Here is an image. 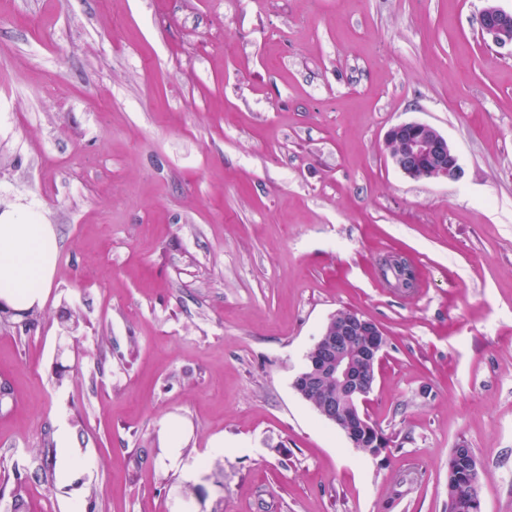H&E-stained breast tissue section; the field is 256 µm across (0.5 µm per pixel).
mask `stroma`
Instances as JSON below:
<instances>
[{
	"instance_id": "1",
	"label": "stroma",
	"mask_w": 512,
	"mask_h": 512,
	"mask_svg": "<svg viewBox=\"0 0 512 512\" xmlns=\"http://www.w3.org/2000/svg\"><path fill=\"white\" fill-rule=\"evenodd\" d=\"M512 0H0V213L52 225L34 326L0 317V512L67 425L81 486L28 512H448L472 448L512 512ZM437 128L457 181L385 149ZM403 251L416 293L383 285ZM341 309L387 337L350 447L293 390ZM177 426L162 431L164 420ZM222 451H210L214 439ZM481 34L496 47L512 50V11L507 12L493 5L485 8L479 17ZM385 146L394 167L412 180L455 181L462 175L458 155L447 138L430 124H396L387 131Z\"/></svg>"
}]
</instances>
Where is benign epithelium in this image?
<instances>
[{
	"label": "benign epithelium",
	"instance_id": "obj_1",
	"mask_svg": "<svg viewBox=\"0 0 512 512\" xmlns=\"http://www.w3.org/2000/svg\"><path fill=\"white\" fill-rule=\"evenodd\" d=\"M479 24L484 40L499 48H512V11L493 5L481 12ZM385 146L394 167L412 180L455 181L462 175L458 155L430 124H396L387 131ZM385 347V332L378 323L355 310H342L313 342L305 356L304 371L292 383L295 392L306 400L315 387L335 385L336 399L321 402L316 410L353 448L369 445L382 451L391 445L390 438L364 412ZM466 473L473 487L472 506L479 512L477 464H469Z\"/></svg>",
	"mask_w": 512,
	"mask_h": 512
}]
</instances>
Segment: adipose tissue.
I'll use <instances>...</instances> for the list:
<instances>
[{
    "instance_id": "ef3b65f1",
    "label": "adipose tissue",
    "mask_w": 512,
    "mask_h": 512,
    "mask_svg": "<svg viewBox=\"0 0 512 512\" xmlns=\"http://www.w3.org/2000/svg\"><path fill=\"white\" fill-rule=\"evenodd\" d=\"M58 241L36 211L0 213V305L24 312L42 304L56 272Z\"/></svg>"
}]
</instances>
